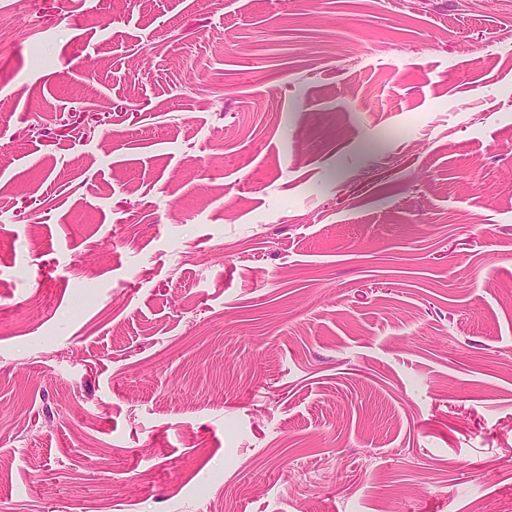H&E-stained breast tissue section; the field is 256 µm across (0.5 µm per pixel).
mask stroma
Instances as JSON below:
<instances>
[{"label":"stroma","mask_w":512,"mask_h":512,"mask_svg":"<svg viewBox=\"0 0 512 512\" xmlns=\"http://www.w3.org/2000/svg\"><path fill=\"white\" fill-rule=\"evenodd\" d=\"M0 512H512V0H0Z\"/></svg>","instance_id":"obj_1"}]
</instances>
